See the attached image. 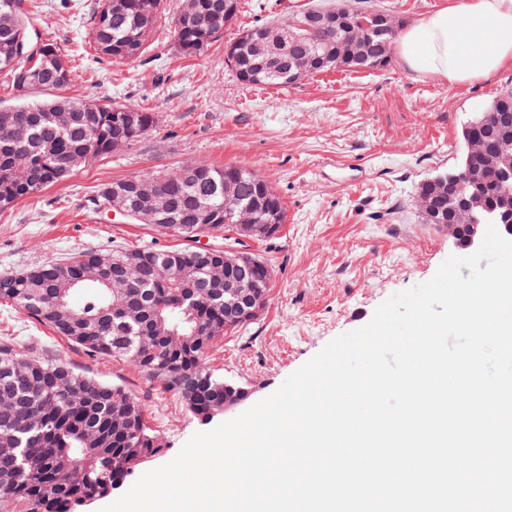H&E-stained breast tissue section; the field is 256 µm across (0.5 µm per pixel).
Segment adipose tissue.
<instances>
[{
	"instance_id": "1",
	"label": "adipose tissue",
	"mask_w": 512,
	"mask_h": 512,
	"mask_svg": "<svg viewBox=\"0 0 512 512\" xmlns=\"http://www.w3.org/2000/svg\"><path fill=\"white\" fill-rule=\"evenodd\" d=\"M395 49L412 73L448 86L488 80L512 64V0H451L401 31Z\"/></svg>"
}]
</instances>
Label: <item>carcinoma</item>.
Returning a JSON list of instances; mask_svg holds the SVG:
<instances>
[{
  "mask_svg": "<svg viewBox=\"0 0 512 512\" xmlns=\"http://www.w3.org/2000/svg\"><path fill=\"white\" fill-rule=\"evenodd\" d=\"M103 0L94 16L92 42L99 58L124 60L141 54L154 23L165 11L164 0ZM193 13L174 14L173 37L185 57L201 54L223 33L210 21L232 24L241 0H192ZM390 15L383 3L357 8L331 28H317L309 44L314 57L329 58L333 66L313 73L348 70L354 61L355 21L359 15ZM31 14L22 0H0V85L11 90L44 88L58 95L45 101L21 102L0 112V210L42 192L76 169L114 152L118 132L133 142L153 130L152 112L134 104L75 101L60 91L71 82V70L54 44L31 37ZM268 26H254L226 42L224 62L248 85L286 89L301 78L283 61L268 65L255 55L254 44ZM373 52L365 67L389 64L387 35L371 33ZM512 113V87L503 88L461 135L484 140L493 152L512 155V131L504 114ZM479 179L451 180L452 190L423 181L417 199L429 197L433 210L424 214L435 224L458 202L479 197L493 210L489 221L501 223L499 203L512 183L486 167L484 159L464 160ZM233 167L204 161L171 171L150 172L144 178L162 185L167 202L163 213H140L138 221L155 224L174 236L195 238L221 232L225 238L265 242L279 230L257 237L235 223L224 210V179ZM133 193L131 179L102 185L100 205L112 190ZM265 200L286 213L279 195L261 176L240 170L232 209L257 206ZM107 280L98 271L99 252L79 251L67 260L51 261L22 273L0 275V301L23 310L28 317L66 337L94 355L127 360L161 379L167 389L199 420L224 413V399L236 389L205 370L203 357L214 341L238 329L224 318V282L212 269L224 265V249L210 248L206 256L185 245L171 249H116L108 255ZM251 270L260 299L268 296L273 269L255 255ZM82 299L74 301L75 294ZM163 438L148 425L147 406L125 388L75 371L63 358H25L0 344V501L18 504L23 512H81L88 503L112 496L135 469L162 452Z\"/></svg>",
  "mask_w": 512,
  "mask_h": 512,
  "instance_id": "obj_1",
  "label": "carcinoma"
}]
</instances>
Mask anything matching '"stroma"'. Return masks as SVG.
<instances>
[{
  "label": "stroma",
  "mask_w": 512,
  "mask_h": 512,
  "mask_svg": "<svg viewBox=\"0 0 512 512\" xmlns=\"http://www.w3.org/2000/svg\"><path fill=\"white\" fill-rule=\"evenodd\" d=\"M102 0H34L36 29L72 69L66 93L81 100L134 101L156 124L111 157L0 210V273L22 272L85 249L169 248L179 240L151 224L88 201L102 184L204 161L263 176L286 221L276 239L251 242L270 262L268 301L254 323L215 341L204 363L246 387L247 405L273 393L334 337L367 324L396 292L430 279L457 249L447 228L425 223L419 183L462 156V126L512 85V67L487 81L449 87L412 74L399 57L383 70L329 71L286 90L242 85L224 63V43L258 24L284 20L306 0H242L237 20L203 54L182 56L170 36L179 0H166L136 61L97 58L90 32ZM27 356H65L76 370L119 384L148 407L171 461L203 422L160 379L129 363L94 357L0 302V340Z\"/></svg>",
  "instance_id": "1"
}]
</instances>
